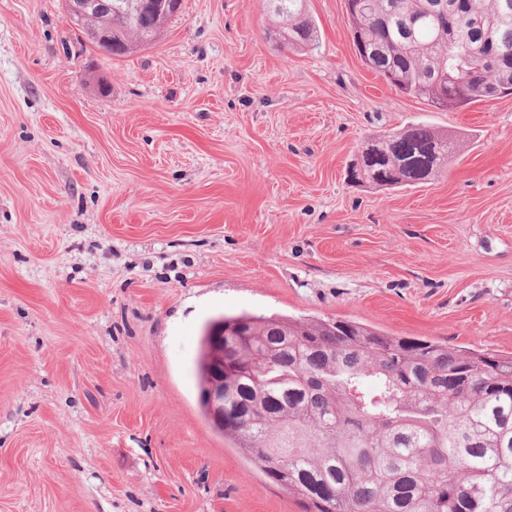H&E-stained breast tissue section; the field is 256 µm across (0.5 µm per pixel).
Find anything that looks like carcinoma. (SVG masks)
Returning a JSON list of instances; mask_svg holds the SVG:
<instances>
[{"mask_svg":"<svg viewBox=\"0 0 512 512\" xmlns=\"http://www.w3.org/2000/svg\"><path fill=\"white\" fill-rule=\"evenodd\" d=\"M512 0H350L362 62L440 110L512 94ZM295 49L319 46L307 0H265ZM463 15L469 23L455 27ZM459 138L424 123L370 136L355 182L415 186L443 172ZM236 412L214 428L304 512H512V356L463 351L352 320L225 316ZM203 330L198 393L216 377Z\"/></svg>","mask_w":512,"mask_h":512,"instance_id":"cac0c4a2","label":"carcinoma"}]
</instances>
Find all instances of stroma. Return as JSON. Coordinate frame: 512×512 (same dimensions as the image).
Listing matches in <instances>:
<instances>
[{
  "instance_id": "35a3bbf8",
  "label": "stroma",
  "mask_w": 512,
  "mask_h": 512,
  "mask_svg": "<svg viewBox=\"0 0 512 512\" xmlns=\"http://www.w3.org/2000/svg\"><path fill=\"white\" fill-rule=\"evenodd\" d=\"M263 0H182L106 57L65 0H0V512H303L205 418L201 329L347 319L512 354V95L442 111ZM460 138L415 188L349 183L367 137ZM275 29L284 43L295 49L314 50L319 46L317 26L307 10V0H265Z\"/></svg>"
}]
</instances>
